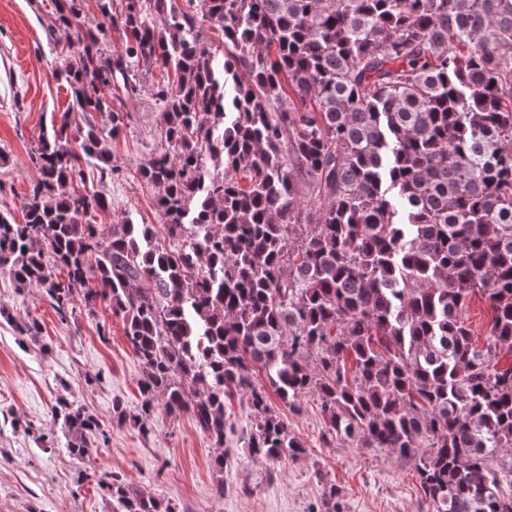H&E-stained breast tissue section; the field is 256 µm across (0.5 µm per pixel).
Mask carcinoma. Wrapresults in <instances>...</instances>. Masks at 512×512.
<instances>
[{
    "instance_id": "cac0c4a2",
    "label": "carcinoma",
    "mask_w": 512,
    "mask_h": 512,
    "mask_svg": "<svg viewBox=\"0 0 512 512\" xmlns=\"http://www.w3.org/2000/svg\"><path fill=\"white\" fill-rule=\"evenodd\" d=\"M58 0L47 24L69 50L65 111L31 153L24 223L0 213V266L61 316L83 302L122 318L144 369L148 433L161 407L217 448L245 394L239 441L259 459L305 447L288 409L316 397L325 436L416 460L433 512H512L488 461L512 448V0ZM123 49L106 47L108 28ZM211 32L222 44L208 43ZM171 79L151 224H94L84 166L117 173L109 143L140 95L138 69ZM492 311L478 348L469 301ZM40 344L38 319H13ZM66 447L84 458L101 421L60 397ZM112 512H177L113 478Z\"/></svg>"
}]
</instances>
